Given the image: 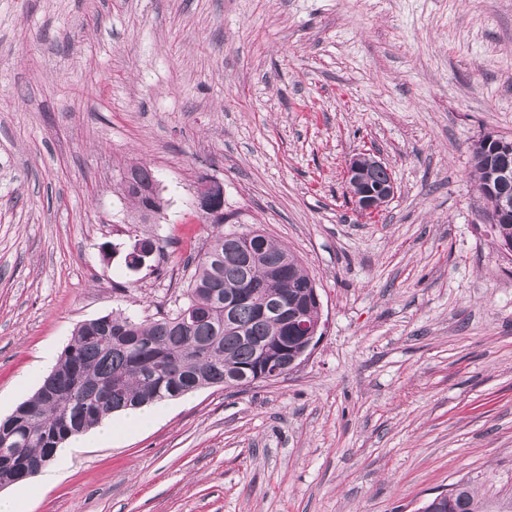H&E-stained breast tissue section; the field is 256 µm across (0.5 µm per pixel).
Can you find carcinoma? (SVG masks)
Returning a JSON list of instances; mask_svg holds the SVG:
<instances>
[{"label": "carcinoma", "instance_id": "1", "mask_svg": "<svg viewBox=\"0 0 512 512\" xmlns=\"http://www.w3.org/2000/svg\"><path fill=\"white\" fill-rule=\"evenodd\" d=\"M472 174L480 192L490 177L512 166V152L494 147L472 150ZM154 171L144 165L127 169L119 191L143 223L160 214ZM497 236L512 238V214L498 218ZM184 300L149 321L121 311L78 324L72 341L43 377L57 390L50 399L43 387L0 420V488L20 483L16 467L42 471L56 449L102 420L194 392L229 387L254 378L267 364L277 366L285 350L297 347L290 317L308 296L312 279L286 247L254 230L218 233L193 258ZM242 293L233 320H224V297ZM187 312L201 315L182 331ZM455 496L429 500L424 512H512V497H478L468 482L456 484Z\"/></svg>", "mask_w": 512, "mask_h": 512}]
</instances>
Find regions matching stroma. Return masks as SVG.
<instances>
[{"label":"stroma","instance_id":"35a3bbf8","mask_svg":"<svg viewBox=\"0 0 512 512\" xmlns=\"http://www.w3.org/2000/svg\"><path fill=\"white\" fill-rule=\"evenodd\" d=\"M512 138V0H0V419L76 324L147 317L189 282L224 183L314 280L322 336L287 377L164 401L71 449L23 512H419L512 495V253L471 175ZM397 192L367 217L353 156ZM151 167L138 223L117 184ZM165 248L130 273L136 237ZM371 167L385 168L382 159L368 154H359L352 157L346 167V181L349 195L355 209L363 214H370L380 210L394 196L396 192L395 180H390V174L384 169H375L371 172V180L368 172ZM389 181V182H388ZM382 186L379 192L372 186ZM119 191L128 201L139 220L146 224L164 209L154 171L144 165H132L119 183ZM156 190L157 194H154ZM221 188V197L217 195V189ZM195 206L199 212L208 211L206 216L213 222H224V186L223 183L215 177L198 183L195 191ZM213 224V226H221V224ZM224 224V223H222ZM455 496L451 499H442L450 497L453 493L451 487L448 493L441 494L437 498L429 500L423 507L422 512H512V497L501 499L479 498L469 482H458Z\"/></svg>","mask_w":512,"mask_h":512}]
</instances>
